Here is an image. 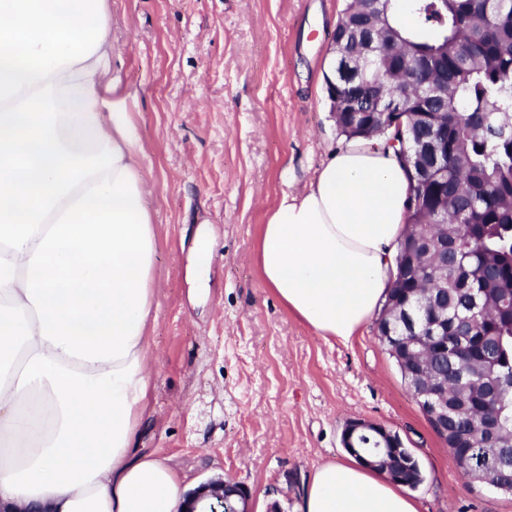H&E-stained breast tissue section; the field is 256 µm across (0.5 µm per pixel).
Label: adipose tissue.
Instances as JSON below:
<instances>
[{
    "label": "adipose tissue",
    "mask_w": 512,
    "mask_h": 512,
    "mask_svg": "<svg viewBox=\"0 0 512 512\" xmlns=\"http://www.w3.org/2000/svg\"><path fill=\"white\" fill-rule=\"evenodd\" d=\"M110 0H0V512H184L135 437L156 290L145 154L117 96ZM409 177L386 137L352 139L283 193L256 256L319 335L385 302ZM303 512H418L355 458L319 466Z\"/></svg>",
    "instance_id": "ef3b65f1"
}]
</instances>
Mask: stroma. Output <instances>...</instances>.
Returning a JSON list of instances; mask_svg holds the SVG:
<instances>
[{
	"mask_svg": "<svg viewBox=\"0 0 512 512\" xmlns=\"http://www.w3.org/2000/svg\"><path fill=\"white\" fill-rule=\"evenodd\" d=\"M346 0H112L118 95L145 154L156 234L150 407L140 453L188 489L232 479L255 512H301L316 468L364 421L396 432L424 473L419 512H512L462 474L366 323L322 338L265 288L255 254L269 211L343 146L324 73ZM208 286L188 259L200 221Z\"/></svg>",
	"mask_w": 512,
	"mask_h": 512,
	"instance_id": "35a3bbf8",
	"label": "stroma"
}]
</instances>
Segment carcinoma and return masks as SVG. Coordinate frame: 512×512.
I'll list each match as a JSON object with an SVG mask.
<instances>
[{
	"label": "carcinoma",
	"instance_id": "carcinoma-1",
	"mask_svg": "<svg viewBox=\"0 0 512 512\" xmlns=\"http://www.w3.org/2000/svg\"><path fill=\"white\" fill-rule=\"evenodd\" d=\"M408 10L406 27L396 0H348L333 35L336 68L325 77L331 112L348 139L369 138L399 115L398 141L410 148L430 137L448 149V163L412 169L407 201L409 224H432L448 206V274L425 276L433 266L426 235L406 234L415 265L396 276L384 308L413 304L418 279L448 288L450 316L466 313L468 293L481 294L488 308L472 320L474 335L491 345L501 392L487 400L457 382L452 391L466 392L470 416L512 430V0H409ZM376 14L381 33L370 53L356 35ZM482 358V347L459 354L450 339L435 363L447 372ZM458 430L457 466L482 481L497 451L469 422Z\"/></svg>",
	"mask_w": 512,
	"mask_h": 512
}]
</instances>
